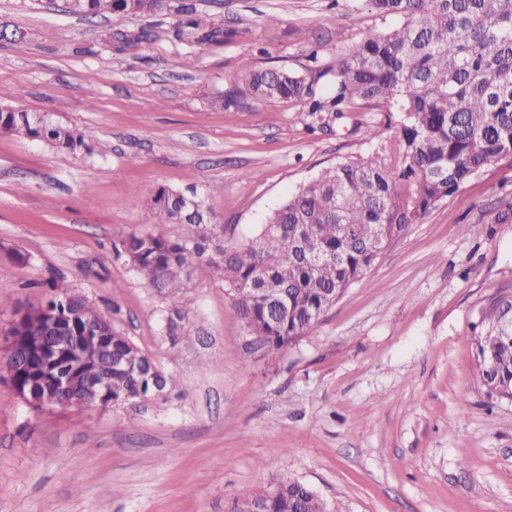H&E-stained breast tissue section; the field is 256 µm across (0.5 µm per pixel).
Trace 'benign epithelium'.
Instances as JSON below:
<instances>
[{
	"mask_svg": "<svg viewBox=\"0 0 512 512\" xmlns=\"http://www.w3.org/2000/svg\"><path fill=\"white\" fill-rule=\"evenodd\" d=\"M38 311L44 314L46 335L29 339L5 337V358L9 365L7 382L19 399L37 411L84 409L89 394L102 397L112 387L110 373L95 380L74 375V368L97 351L99 336L88 332L83 336H69L63 331L57 312L47 305L39 307ZM28 368L49 384V390L41 397L20 388L15 382L16 372Z\"/></svg>",
	"mask_w": 512,
	"mask_h": 512,
	"instance_id": "benign-epithelium-1",
	"label": "benign epithelium"
}]
</instances>
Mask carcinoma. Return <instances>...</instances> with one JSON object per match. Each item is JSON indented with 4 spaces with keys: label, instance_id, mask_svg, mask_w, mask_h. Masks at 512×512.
<instances>
[{
    "label": "carcinoma",
    "instance_id": "carcinoma-1",
    "mask_svg": "<svg viewBox=\"0 0 512 512\" xmlns=\"http://www.w3.org/2000/svg\"><path fill=\"white\" fill-rule=\"evenodd\" d=\"M400 23L345 48L331 65L302 78L279 68H241V86L219 97L221 108L244 99L303 104L321 126L347 112L396 115L393 137L368 129L378 148L367 157L323 170L288 196L243 242L206 210L183 218L185 194L162 185L143 191L151 224H178L177 237L131 232L124 257L146 282L173 300L183 277L209 267L222 273L237 314L276 357L310 333L346 290L362 282L387 244L403 237L442 199L490 165L512 158V0H368ZM64 12L112 19L115 40L131 17L174 14L168 37L189 47L222 45L233 35L203 16L194 0H65ZM0 134L46 142L73 156L92 154V136L40 112L0 105ZM45 302L82 327L112 336V400L140 392L166 395L175 386L130 337L102 321L99 308L57 279ZM512 290H500L472 340L487 397L512 401ZM185 314L173 307L166 335L190 341ZM139 359V371L116 369ZM326 512L306 485L277 483L235 501L232 512Z\"/></svg>",
    "mask_w": 512,
    "mask_h": 512
}]
</instances>
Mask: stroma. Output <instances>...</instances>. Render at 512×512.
<instances>
[{
    "label": "stroma",
    "instance_id": "obj_1",
    "mask_svg": "<svg viewBox=\"0 0 512 512\" xmlns=\"http://www.w3.org/2000/svg\"><path fill=\"white\" fill-rule=\"evenodd\" d=\"M61 3L0 0L5 104L94 144L75 157L0 135V329L60 277L178 385L145 405L48 412L0 381V512H228L285 479L328 512H512V403L487 398L471 344L512 289V221L496 220L512 158L438 203L274 358L209 269L181 293L193 340L172 344L171 299L119 254L130 232L179 231L148 224L146 186L197 193L242 241L322 170L377 149L352 123L383 125L382 112L320 129L299 105L211 101L236 89L243 59L307 78L396 18L368 0H204L233 35L190 49L168 38L173 16L127 20L156 37L121 44L110 20Z\"/></svg>",
    "mask_w": 512,
    "mask_h": 512
}]
</instances>
